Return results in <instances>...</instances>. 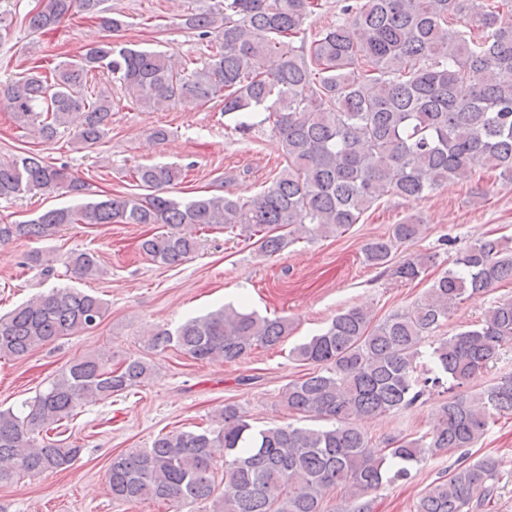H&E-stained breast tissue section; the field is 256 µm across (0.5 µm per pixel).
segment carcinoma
<instances>
[{
    "label": "carcinoma",
    "mask_w": 512,
    "mask_h": 512,
    "mask_svg": "<svg viewBox=\"0 0 512 512\" xmlns=\"http://www.w3.org/2000/svg\"><path fill=\"white\" fill-rule=\"evenodd\" d=\"M104 2L36 0L22 23L44 33L81 14L108 32L121 31L125 22L106 15ZM319 6V0H215L191 10L183 26L208 39L200 67L99 40L86 45L77 62L60 63L48 75L26 69L0 83V107L42 141L54 140L79 117L77 149L101 143L112 103L91 90L89 77L102 73L135 102L156 109L222 97L226 115L263 112L286 159L272 184L253 197L211 194L188 202L168 194L182 169L140 164L131 172L139 193L1 221L0 245L50 239L71 224H158L161 230L143 238L140 250L169 267L198 251L193 226L237 229L269 257L299 231L311 239L346 231L386 197L419 200L479 169L512 181V19L500 17L496 0H352L342 21L308 41L304 25ZM472 17L481 24L477 35L468 29ZM273 55L279 65L270 69ZM60 189L82 194L88 184L34 155L0 158V200ZM421 232L412 218L394 224L365 245L364 259L396 280H421L433 256L392 263L398 248ZM452 264L411 307L379 320L365 307H351L290 351L313 371L289 382L280 403L327 426L257 431L227 402L212 429L171 430L149 448L113 456L106 473L112 499L169 502L174 512L202 505L209 512H327L328 494L341 488L340 512H368L370 492L409 479L429 456L473 447L495 418L512 415V376L474 395L453 396L425 432L390 439L378 456L368 452L369 440L356 426L412 405L445 378L458 388L470 383L512 344V298L495 301L475 328L436 335L458 305L512 281V247L502 237H480ZM69 267L77 278L103 273L91 251L72 253ZM105 314L100 297L73 288L35 294L0 316V358L18 359L93 329ZM289 333L285 317L224 305L173 332L152 329L144 339L152 349L173 345L197 361L237 363ZM431 336L426 362L420 347ZM152 372L138 358L114 363L84 356L21 409L0 410V484L67 468L80 446L43 434L87 401L127 394ZM500 465L491 456L460 460L448 479L427 486L416 512H475L494 491Z\"/></svg>",
    "instance_id": "obj_1"
}]
</instances>
